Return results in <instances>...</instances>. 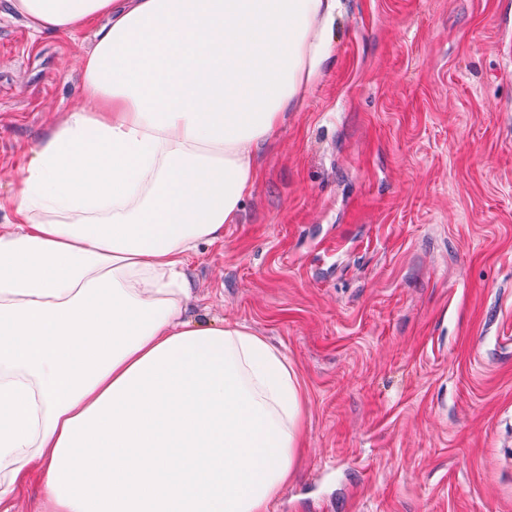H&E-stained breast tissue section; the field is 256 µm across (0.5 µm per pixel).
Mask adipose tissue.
Returning <instances> with one entry per match:
<instances>
[{"mask_svg":"<svg viewBox=\"0 0 512 512\" xmlns=\"http://www.w3.org/2000/svg\"><path fill=\"white\" fill-rule=\"evenodd\" d=\"M93 31L81 91L0 230V506L267 512L303 391L244 324L192 321L186 267L238 223L257 156L328 66L339 0H12ZM40 476L33 473L27 482L20 487L13 500L14 512H36L40 504Z\"/></svg>","mask_w":512,"mask_h":512,"instance_id":"adipose-tissue-1","label":"adipose tissue"}]
</instances>
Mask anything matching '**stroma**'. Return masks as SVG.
<instances>
[{"mask_svg":"<svg viewBox=\"0 0 512 512\" xmlns=\"http://www.w3.org/2000/svg\"><path fill=\"white\" fill-rule=\"evenodd\" d=\"M334 63L187 273L307 392L268 512H512V0H341ZM91 29L0 0V197L81 87Z\"/></svg>","mask_w":512,"mask_h":512,"instance_id":"35a3bbf8","label":"stroma"}]
</instances>
